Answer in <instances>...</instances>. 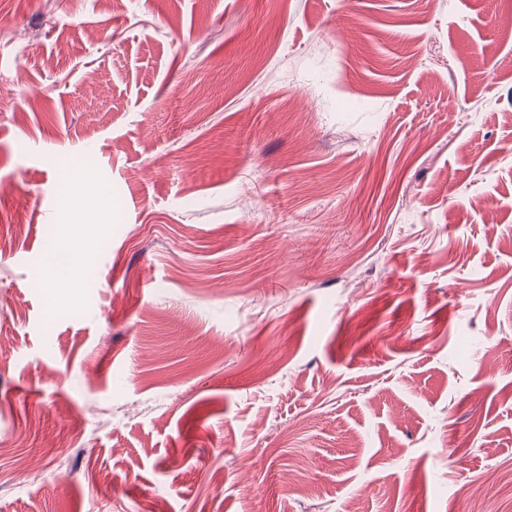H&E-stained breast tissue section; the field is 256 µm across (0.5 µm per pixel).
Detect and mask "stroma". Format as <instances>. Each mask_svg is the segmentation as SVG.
Listing matches in <instances>:
<instances>
[{
    "mask_svg": "<svg viewBox=\"0 0 512 512\" xmlns=\"http://www.w3.org/2000/svg\"><path fill=\"white\" fill-rule=\"evenodd\" d=\"M509 17L0 0V512H512ZM58 248L70 254L72 260L69 270L64 272L57 266L54 252L47 258L45 266L50 274V285L54 288L55 303L64 306L70 301L69 296L75 282L74 276L84 272L87 267L85 260L81 259L67 242H60Z\"/></svg>",
    "mask_w": 512,
    "mask_h": 512,
    "instance_id": "obj_1",
    "label": "stroma"
}]
</instances>
